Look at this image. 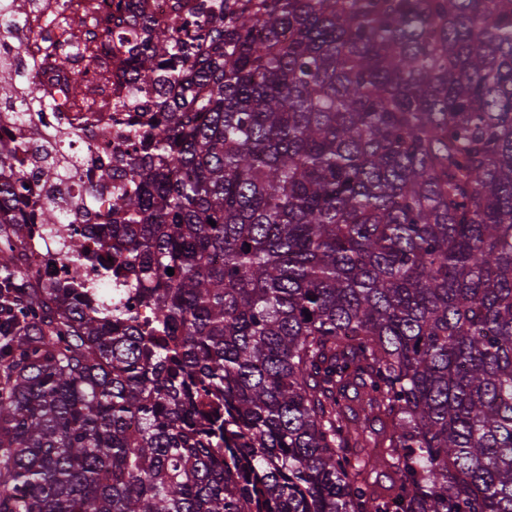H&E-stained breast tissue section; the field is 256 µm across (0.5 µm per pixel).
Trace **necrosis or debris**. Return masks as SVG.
Returning a JSON list of instances; mask_svg holds the SVG:
<instances>
[{
  "instance_id": "4bbe7bcc",
  "label": "necrosis or debris",
  "mask_w": 512,
  "mask_h": 512,
  "mask_svg": "<svg viewBox=\"0 0 512 512\" xmlns=\"http://www.w3.org/2000/svg\"><path fill=\"white\" fill-rule=\"evenodd\" d=\"M204 0H58L57 7H36L26 10L16 25L23 30L25 59L35 60L34 78L51 98L52 108L43 113L37 123L41 132L54 131L58 124L73 122L82 125L92 120L96 133L95 148L86 151L83 140L74 139L70 148L77 158L82 176L63 186L62 192L76 198L104 170H116L128 160L132 145L121 131L113 115L120 106L145 109L151 107L157 93L153 89L135 88L129 76L131 64L124 47L125 40L142 35L149 27L164 25L173 17L201 25L207 14ZM80 27L87 44L93 48V58L75 53L67 68L55 64V48L63 39L67 27ZM82 76L87 84L86 99L73 100L68 86L73 76ZM22 167H4L0 177L9 181H24L26 200L43 198L50 190L44 181L43 163L35 145H28ZM27 268L42 279L54 280L64 275L68 264L52 237L35 232L26 250Z\"/></svg>"
}]
</instances>
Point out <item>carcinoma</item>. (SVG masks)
Masks as SVG:
<instances>
[{"instance_id":"obj_1","label":"carcinoma","mask_w":512,"mask_h":512,"mask_svg":"<svg viewBox=\"0 0 512 512\" xmlns=\"http://www.w3.org/2000/svg\"><path fill=\"white\" fill-rule=\"evenodd\" d=\"M128 50L178 93L106 209L0 182V512H512V0H211ZM27 268L44 280H54L68 271V263L61 256L60 248L52 237L42 233L38 226L26 250Z\"/></svg>"}]
</instances>
